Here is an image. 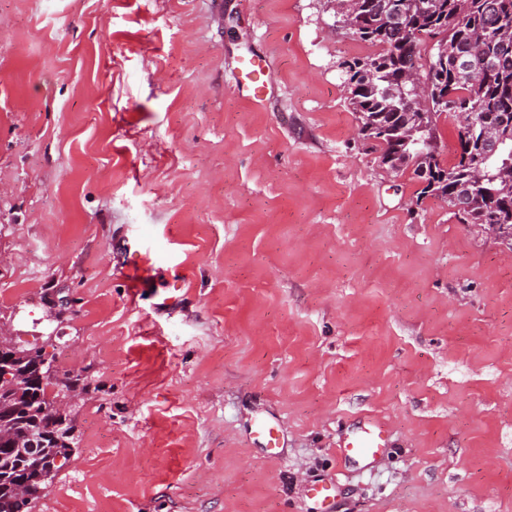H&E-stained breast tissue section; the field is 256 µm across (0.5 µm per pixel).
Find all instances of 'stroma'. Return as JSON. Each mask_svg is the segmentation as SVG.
<instances>
[{
    "label": "stroma",
    "mask_w": 512,
    "mask_h": 512,
    "mask_svg": "<svg viewBox=\"0 0 512 512\" xmlns=\"http://www.w3.org/2000/svg\"><path fill=\"white\" fill-rule=\"evenodd\" d=\"M369 52L331 0H0V328L85 383L31 512H512V249L370 149ZM240 65L241 74L240 79L236 82L237 90L240 92V88L243 90L245 86L248 91L247 96L253 101H259L264 84L262 67L253 58L243 59ZM387 446L382 425L370 420L343 438L337 452L343 461L355 462L368 468L383 456Z\"/></svg>",
    "instance_id": "35a3bbf8"
}]
</instances>
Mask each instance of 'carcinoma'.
Listing matches in <instances>:
<instances>
[{"mask_svg": "<svg viewBox=\"0 0 512 512\" xmlns=\"http://www.w3.org/2000/svg\"><path fill=\"white\" fill-rule=\"evenodd\" d=\"M389 0H350L336 14V23L375 48L363 58L341 63L350 89V106L357 114L363 138L380 153L381 163L396 174L408 173L422 184L420 195L448 202L462 224L512 226V179L500 173L512 164V140L485 158V178L471 180L465 154L477 142L463 139L458 129L455 157L443 163L438 147L439 124L456 119L453 107L474 108L488 125L512 120V0H403L401 24L388 21ZM447 46L446 62L430 77L429 105L413 107V86L405 74L423 59L422 47ZM430 127L431 143L405 142L403 132ZM462 209L454 210L456 204ZM21 353L20 377L1 378L9 360ZM44 363L42 350L0 341V512H31L32 503L46 496L54 474L38 480L56 457L68 458L78 442L65 408L39 398L40 386L24 374ZM28 483L29 496L15 491Z\"/></svg>", "mask_w": 512, "mask_h": 512, "instance_id": "1", "label": "carcinoma"}]
</instances>
